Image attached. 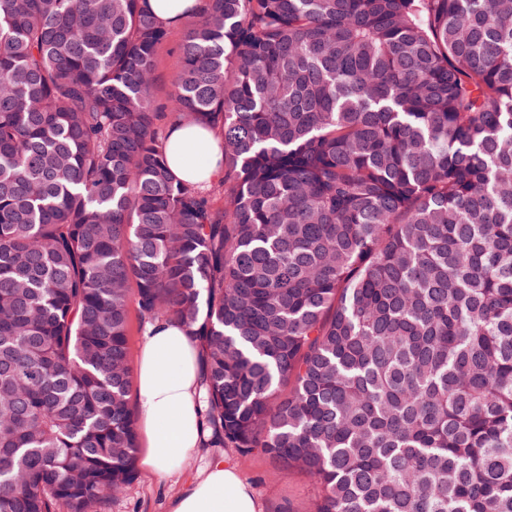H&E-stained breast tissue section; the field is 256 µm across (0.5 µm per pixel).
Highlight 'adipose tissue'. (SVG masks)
I'll list each match as a JSON object with an SVG mask.
<instances>
[{"label": "adipose tissue", "mask_w": 512, "mask_h": 512, "mask_svg": "<svg viewBox=\"0 0 512 512\" xmlns=\"http://www.w3.org/2000/svg\"><path fill=\"white\" fill-rule=\"evenodd\" d=\"M168 137L176 177L194 183L222 176L215 133L176 122ZM135 382L143 448L139 464L158 476L172 474L209 438L199 348L185 327L164 321L149 327ZM171 512H262V504L236 465L217 456L173 501Z\"/></svg>", "instance_id": "1"}]
</instances>
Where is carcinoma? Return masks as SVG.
Listing matches in <instances>:
<instances>
[{
    "mask_svg": "<svg viewBox=\"0 0 512 512\" xmlns=\"http://www.w3.org/2000/svg\"><path fill=\"white\" fill-rule=\"evenodd\" d=\"M0 0V512L136 477L128 314L312 512H512V0ZM220 136L170 171L164 119ZM159 1H182V0H150L151 9L164 21L174 24L179 22L183 10L188 5L187 2L179 4H163ZM183 27L181 24L170 26L168 35L159 46L156 58L155 68L158 80L153 90L152 104L155 112H169L167 100L173 84L181 69V56L179 46L183 39Z\"/></svg>",
    "mask_w": 512,
    "mask_h": 512,
    "instance_id": "obj_1",
    "label": "carcinoma"
}]
</instances>
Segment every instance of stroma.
<instances>
[{
  "label": "stroma",
  "instance_id": "1",
  "mask_svg": "<svg viewBox=\"0 0 512 512\" xmlns=\"http://www.w3.org/2000/svg\"><path fill=\"white\" fill-rule=\"evenodd\" d=\"M183 34L182 25L170 26L166 39L157 50L158 80L152 98L155 111L167 109L169 93L182 65L179 46ZM218 455L236 463L243 477L253 485L264 512H310L319 495V485L314 478L298 470L284 469L265 455L254 454L244 459L232 448H205L193 453L181 473L171 477L138 471L122 494L102 505L101 512H169L173 498L184 484Z\"/></svg>",
  "mask_w": 512,
  "mask_h": 512
}]
</instances>
